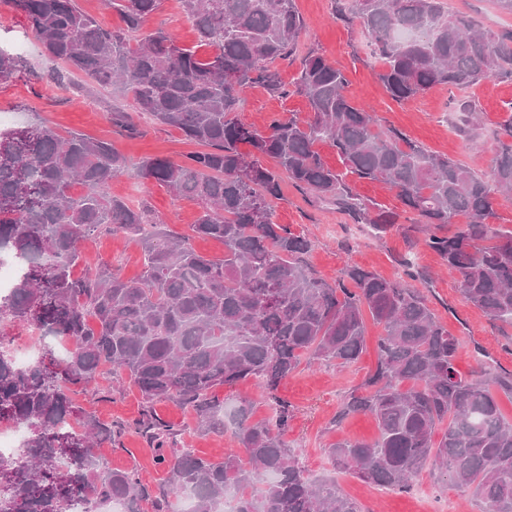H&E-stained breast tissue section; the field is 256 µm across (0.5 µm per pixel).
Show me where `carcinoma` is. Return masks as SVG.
<instances>
[{"label":"carcinoma","mask_w":512,"mask_h":512,"mask_svg":"<svg viewBox=\"0 0 512 512\" xmlns=\"http://www.w3.org/2000/svg\"><path fill=\"white\" fill-rule=\"evenodd\" d=\"M26 17L56 62L48 83L62 90L71 76L112 87L137 113L177 129L201 146L184 160H145L142 178L176 197L198 202L192 225L199 238L224 242V257L198 253L189 238L171 235L143 204L109 192L125 158L107 142L48 125L0 133V253L23 267L10 297L0 301V336L34 328L42 340H68L66 358L16 368L0 353V418L25 422L29 436L18 459L0 466V512H96L98 501L121 499L127 512H172L185 491L192 512H214L224 490L237 491L233 512H364L334 481L310 478L288 444V402L282 380L304 362L354 363L366 348V317L381 328L373 372L343 398L333 425L368 414L378 435L332 443L333 469L379 488L406 492L426 468L472 490L481 512H512V420L497 394L512 397V373L483 366L468 376L455 366L460 339L448 333L421 292L358 266L327 279L305 257L312 242L273 221L281 175L299 190L331 199L379 232L399 214L351 192L345 177L386 184L414 223L456 224L425 245L459 278L464 300L512 328V231L490 221L499 196L512 195V116L494 147L492 180L427 151L395 129L377 127L370 112L344 92L346 78L322 56L301 62L295 92L311 117L273 115L262 130L234 115L241 93L259 82L283 94L277 60L291 56L304 27L294 0H181L206 59L157 30L134 42L161 0H112L126 28L114 30L82 12L76 0H3ZM339 19L359 22L383 64L390 96L407 101L436 85L464 87L512 78V29L480 28L465 13H448L442 0H345ZM23 67L0 50V82ZM112 123L139 133L128 112ZM458 132L477 130L464 101ZM336 150L345 172L330 169L317 149ZM274 161L275 167L263 164ZM98 232H121L143 250L138 280L104 267L76 279L83 244ZM128 381L147 406L169 400L192 409L203 433H224L218 387L252 379L276 406V420L250 421L251 406L233 413L236 454L222 461L175 447V432L151 410L137 423L168 462L156 490L138 471L117 470L91 448L115 432L79 407L73 394L93 388L104 368ZM81 431L64 432L69 421Z\"/></svg>","instance_id":"cac0c4a2"}]
</instances>
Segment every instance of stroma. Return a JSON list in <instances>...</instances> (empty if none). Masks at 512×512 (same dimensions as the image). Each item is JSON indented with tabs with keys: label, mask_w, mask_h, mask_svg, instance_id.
Returning <instances> with one entry per match:
<instances>
[{
	"label": "stroma",
	"mask_w": 512,
	"mask_h": 512,
	"mask_svg": "<svg viewBox=\"0 0 512 512\" xmlns=\"http://www.w3.org/2000/svg\"><path fill=\"white\" fill-rule=\"evenodd\" d=\"M444 3L449 11L472 15L484 28L512 29V15L500 11L493 0ZM295 6L305 27L290 59L277 64L289 93L277 97L261 85H251L239 103L237 116L242 122L261 128L275 114L308 119V104L293 88L302 58L318 53L343 72L349 98L373 112L381 127L397 129L428 151L490 177L500 125L512 114L511 79L488 78L463 91L438 85L414 99L397 102L379 79L382 63L373 55L359 24L334 18V0H295ZM148 28L163 30L178 46L196 49L199 56L210 53L209 48L199 45L195 26L183 12L180 0H162ZM14 44L25 47L24 69L11 81L0 83V113H20L24 127L45 123L63 134L77 131L112 142L126 159L125 168L110 187L112 195L134 207L148 204L171 232L190 237L197 252L207 257L223 256L222 242L192 236L191 226L200 213L195 201L175 197L164 186L147 183L140 175L143 159L159 155L178 160L193 151V144L178 130L141 115L136 118L141 135H122L112 125L110 115L130 111V100L109 88L86 90L80 76H73V87L66 94L48 86L45 78L52 60L28 30L23 14L0 0V46ZM464 97L481 115L478 137L471 144L464 142L454 129L457 103ZM281 188L282 198L274 203L273 220L312 240L307 262L316 272L337 278L347 265L355 264L386 279L400 280L409 266L428 271L430 280L419 283L418 288L449 333L461 339L458 370L469 374L490 365L512 371V334L501 331L482 311L466 303L458 277L448 275L437 252L410 241L403 225L381 233L372 225L355 221L333 201L316 199L286 181ZM104 263L112 265L124 278L135 279L144 272V253L140 247L127 243L123 234L102 232L84 244L74 273L84 276ZM375 364L376 352L370 348L355 364H304L282 381L278 395L288 401L291 410L287 438L308 475L314 479L335 478L345 495L367 506L370 512H415L420 500L431 512H477L467 489L444 483L426 470L413 478L411 490L405 493L381 491L353 474L333 471L326 444L344 438L371 439L377 434L376 423L368 415L351 417L337 429L329 426L344 393L361 384ZM75 400L102 423L126 426L118 445L96 448V456L114 469H137L149 485L164 482L166 466L157 463L154 448L133 429L148 408L136 387L128 383L117 385L115 377L107 373L100 377L98 389L78 393ZM150 408L176 430L177 447L193 449L198 456L210 460L223 459L236 447L232 432L221 436L200 433L192 410L170 401L156 402Z\"/></svg>",
	"instance_id": "35a3bbf8"
}]
</instances>
